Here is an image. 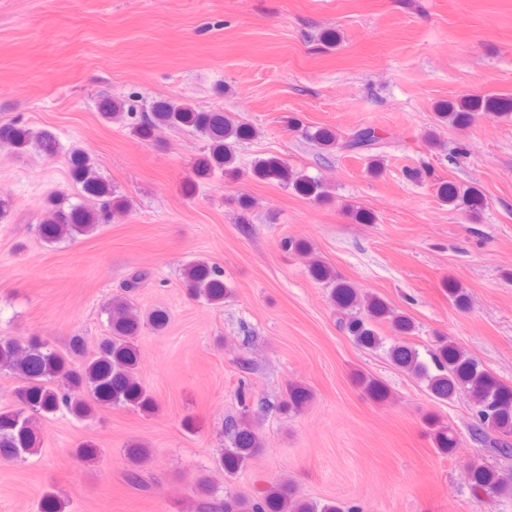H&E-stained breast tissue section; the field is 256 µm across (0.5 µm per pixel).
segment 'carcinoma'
<instances>
[{"label": "carcinoma", "mask_w": 512, "mask_h": 512, "mask_svg": "<svg viewBox=\"0 0 512 512\" xmlns=\"http://www.w3.org/2000/svg\"><path fill=\"white\" fill-rule=\"evenodd\" d=\"M491 114L512 110V97L491 96L483 104ZM100 116L108 122H120L125 112L122 103L105 97L99 105ZM475 108L469 105L458 109L446 106L438 113L441 120L466 126L472 120ZM175 128L191 132L202 138L208 153L196 162V171L207 177L219 170L229 177L237 176L234 166L237 144L254 135L253 128L222 112H205L191 104L173 99L153 102L150 111L142 114L133 127L135 133L147 140L160 128ZM313 142L322 149L339 148L357 152L371 150L379 145L380 137L371 127L358 129L350 139L338 142L328 129H318L310 134ZM0 146L17 156L35 151L52 156L59 149L56 136L47 130L35 131L17 122L0 124ZM70 173L80 185L86 201L69 203L61 194L51 196L45 204V218L40 224L42 238L48 243L74 241L89 236L100 225L109 224L128 208V202L116 194L96 170L91 154L84 148H73L69 155ZM256 173L266 178L286 179L304 196L318 200L325 196L324 187L303 174L288 169L279 160L258 162ZM441 195L450 203L457 201L470 208L477 207L479 199L467 189L458 193L452 185L443 187ZM315 277L330 288V298L336 310L343 314L341 323L363 347H379L383 338L373 325L352 314L358 302H363L368 316L374 320L389 319L394 330L406 332L409 320L389 310L375 296L358 293L349 285L336 281L334 274L319 263L312 265ZM190 292L210 305L224 303L227 288L223 268L205 262L188 264L183 271ZM110 335L103 338L95 354L75 366L64 355L48 348L37 336L20 341L10 336H0V369L18 379L15 396L20 408L0 412V460H24L39 451V436L35 427L37 416L65 411L78 419L87 418L102 407L130 405L143 410L152 408V400L136 377L140 351L131 337L147 325L160 332L168 324V314L157 310L142 319L128 298L117 296L107 307ZM391 360L427 383L431 395L438 400H448L464 389L470 393L473 410L480 427L497 431L502 439L500 446L512 447V388L500 383L475 359L445 341L430 354V362L420 359L419 352L406 344H394L388 350ZM224 432L232 439V447L216 460V466L233 474L254 456L261 444L251 427L235 420L224 422ZM147 458L144 448L130 451L133 469L128 477L131 483L144 486L138 468ZM473 490L488 494L512 493V478L496 475L482 465L471 468ZM196 512H360L356 505L338 502L313 503L299 498L286 481L270 488L262 497L245 501L230 494L219 496L208 477L201 476L195 484Z\"/></svg>", "instance_id": "carcinoma-1"}]
</instances>
